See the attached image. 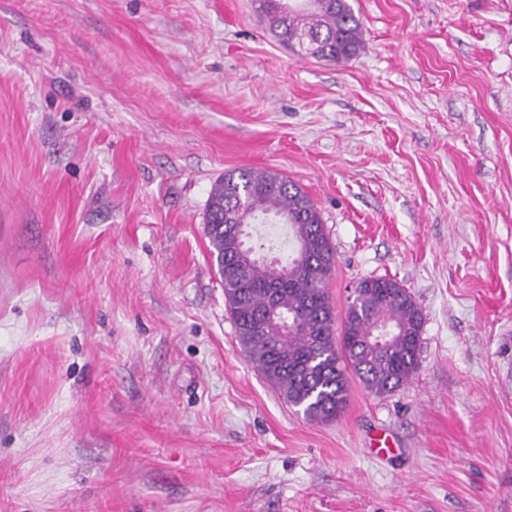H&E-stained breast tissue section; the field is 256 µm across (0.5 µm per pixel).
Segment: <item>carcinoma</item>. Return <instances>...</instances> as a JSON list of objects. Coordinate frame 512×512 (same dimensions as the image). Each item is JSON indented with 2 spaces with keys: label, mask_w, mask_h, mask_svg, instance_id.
<instances>
[{
  "label": "carcinoma",
  "mask_w": 512,
  "mask_h": 512,
  "mask_svg": "<svg viewBox=\"0 0 512 512\" xmlns=\"http://www.w3.org/2000/svg\"><path fill=\"white\" fill-rule=\"evenodd\" d=\"M258 2L282 43L292 46L303 34L317 38L316 59L344 63L361 48V22L348 0ZM229 213L238 222L288 220V260L270 255L265 242L251 241L247 228L237 239L225 236L218 225ZM204 233L248 361L310 420H335L343 413L351 373L368 391L383 395L417 370L424 317L411 294L392 279L364 278L344 315L337 316L327 291L335 265L332 244L317 207L288 178L269 170L225 174L211 186ZM271 310L288 323V333L259 327ZM379 325L390 330L382 344L370 339Z\"/></svg>",
  "instance_id": "cac0c4a2"
}]
</instances>
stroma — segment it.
I'll list each match as a JSON object with an SVG mask.
<instances>
[{
	"label": "stroma",
	"mask_w": 512,
	"mask_h": 512,
	"mask_svg": "<svg viewBox=\"0 0 512 512\" xmlns=\"http://www.w3.org/2000/svg\"><path fill=\"white\" fill-rule=\"evenodd\" d=\"M342 64L256 0H0V512H512V0H349ZM317 206L419 367L332 422L243 353L213 182ZM388 434L394 455L368 449Z\"/></svg>",
	"instance_id": "stroma-1"
}]
</instances>
